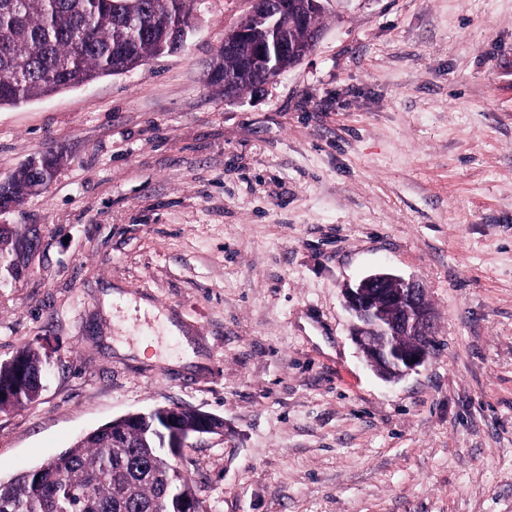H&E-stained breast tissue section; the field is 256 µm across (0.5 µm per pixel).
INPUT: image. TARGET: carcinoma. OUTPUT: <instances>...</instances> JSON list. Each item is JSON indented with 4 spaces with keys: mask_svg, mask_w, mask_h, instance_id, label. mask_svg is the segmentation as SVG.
Instances as JSON below:
<instances>
[{
    "mask_svg": "<svg viewBox=\"0 0 512 512\" xmlns=\"http://www.w3.org/2000/svg\"><path fill=\"white\" fill-rule=\"evenodd\" d=\"M196 0H0V107L67 90L94 79L134 69L151 56L172 51L188 33ZM211 67L246 91L252 81L239 75L238 61L215 59ZM38 171L22 166L7 182L21 203L33 194ZM44 359L31 346L12 364L0 363V387L14 399L35 400ZM171 428L194 430L197 412L174 407ZM124 447H112V422L89 432L71 447L0 484V512H155L158 501L170 512H209L196 486L160 459L179 452L164 439L127 432Z\"/></svg>",
    "mask_w": 512,
    "mask_h": 512,
    "instance_id": "1",
    "label": "carcinoma"
}]
</instances>
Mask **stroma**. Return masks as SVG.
<instances>
[{
    "instance_id": "35a3bbf8",
    "label": "stroma",
    "mask_w": 512,
    "mask_h": 512,
    "mask_svg": "<svg viewBox=\"0 0 512 512\" xmlns=\"http://www.w3.org/2000/svg\"><path fill=\"white\" fill-rule=\"evenodd\" d=\"M249 10L199 0L180 49L0 107V181L63 157L0 214V362L51 363L0 480L174 403L224 419L179 460L212 512H512V0H328L229 102L209 63ZM377 270L436 314L396 382L343 303Z\"/></svg>"
}]
</instances>
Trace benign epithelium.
I'll return each instance as SVG.
<instances>
[{"label": "benign epithelium", "instance_id": "1", "mask_svg": "<svg viewBox=\"0 0 512 512\" xmlns=\"http://www.w3.org/2000/svg\"><path fill=\"white\" fill-rule=\"evenodd\" d=\"M255 29L235 27L224 33L220 52L240 60L241 76L253 81L256 92L272 83L280 71L270 66L271 55L295 57L303 62L311 51L288 36L291 26L307 29L310 42L318 45L323 31L316 19L329 0H250ZM346 308L352 314V338L359 354L380 377L397 381L423 366L431 346L419 338L436 333L434 311L423 283L387 271L369 274L343 288ZM167 410L158 406L149 412L129 413L118 418L117 432L145 430L149 419ZM224 438V420L207 412L199 415L191 434H175V448H190L203 437Z\"/></svg>", "mask_w": 512, "mask_h": 512}]
</instances>
